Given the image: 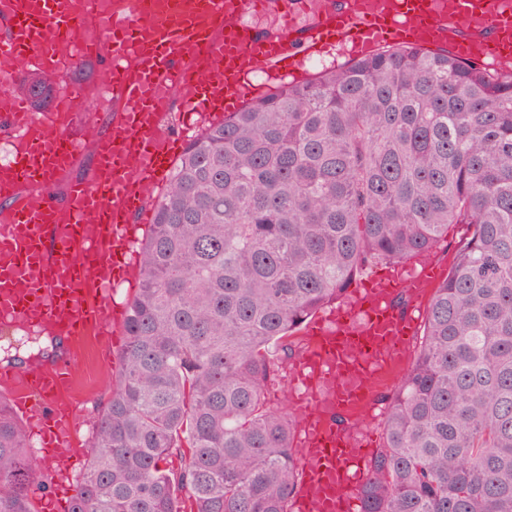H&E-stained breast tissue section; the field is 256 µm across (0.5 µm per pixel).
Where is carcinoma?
<instances>
[{"label": "carcinoma", "mask_w": 512, "mask_h": 512, "mask_svg": "<svg viewBox=\"0 0 512 512\" xmlns=\"http://www.w3.org/2000/svg\"><path fill=\"white\" fill-rule=\"evenodd\" d=\"M25 91L37 107L51 95ZM140 248L117 383L67 512H292L274 352L379 262L466 224L388 397L360 512H512V67L375 51L279 86L175 161ZM0 397V512H39Z\"/></svg>", "instance_id": "1"}]
</instances>
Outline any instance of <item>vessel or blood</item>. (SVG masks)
<instances>
[{"label": "vessel or blood", "mask_w": 512, "mask_h": 512, "mask_svg": "<svg viewBox=\"0 0 512 512\" xmlns=\"http://www.w3.org/2000/svg\"><path fill=\"white\" fill-rule=\"evenodd\" d=\"M227 1L193 0L188 7L182 0H133L131 16L119 18L105 14L102 0H0V58L12 62L7 78L33 61L61 65L62 40L68 56H87L81 30L90 16L95 30L112 41L106 88L121 107L106 125L99 107L86 110L85 126L102 124L106 130L93 140L90 172L61 198L52 187L78 142L40 125L20 100L0 106V127L18 134L39 128L35 137H22L11 175L0 182V327H46L62 343L52 360L25 371L0 369V388L46 450L39 466H53L76 443V403L62 393L80 368L79 344L93 335L108 353L124 339L127 305L107 296L97 272L107 269L118 288L136 271L133 246L141 224L152 219L146 192L186 146L183 135L147 122L146 114L177 101L183 111L220 119L252 95L248 74L255 65L277 73L301 65L292 47V20L276 36L263 37L229 19ZM464 17L484 23L467 30L460 23ZM452 38L459 58L512 62V17L495 0H457L452 12L443 0H394L389 10L369 14L334 9L307 32L305 52L336 41L364 56L389 40L432 46ZM131 157L140 163L135 180L125 173ZM18 185L36 188L37 198H17ZM428 274L406 261L391 278L348 289L308 325L304 348L287 368L302 462L295 512H358L372 453L366 426L376 418L379 393L402 372L417 328L414 309L399 308L395 298L419 287Z\"/></svg>", "instance_id": "obj_1"}]
</instances>
